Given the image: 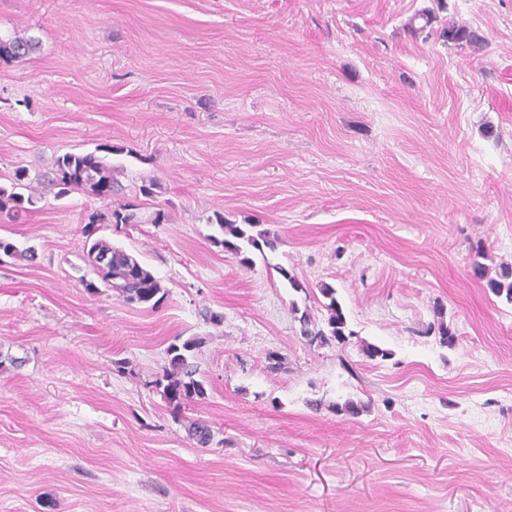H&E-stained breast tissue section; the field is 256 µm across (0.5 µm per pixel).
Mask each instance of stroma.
Here are the masks:
<instances>
[{
  "instance_id": "obj_1",
  "label": "stroma",
  "mask_w": 512,
  "mask_h": 512,
  "mask_svg": "<svg viewBox=\"0 0 512 512\" xmlns=\"http://www.w3.org/2000/svg\"><path fill=\"white\" fill-rule=\"evenodd\" d=\"M0 34L40 41L0 65V186L97 153L144 217L103 237L167 291L84 288L99 200L0 213L38 252L0 261V512H512V305L471 274L512 262V0H0ZM219 215L276 252L241 265ZM324 282L342 344L299 334ZM176 336L207 448L151 386ZM186 430L188 437L193 441L196 447H209L213 441V431L211 426L204 420H188Z\"/></svg>"
}]
</instances>
